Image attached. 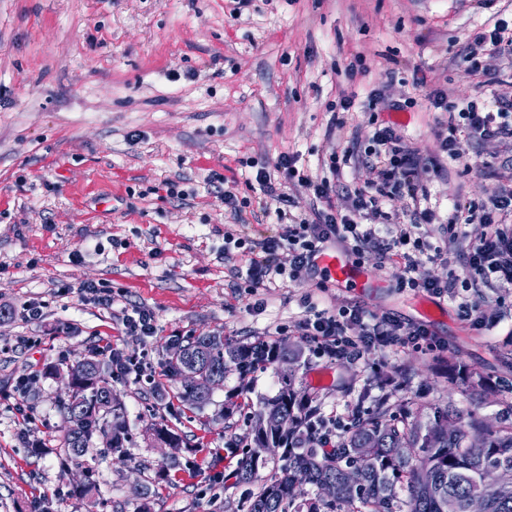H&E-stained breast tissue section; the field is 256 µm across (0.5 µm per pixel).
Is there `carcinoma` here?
<instances>
[{
    "instance_id": "obj_1",
    "label": "carcinoma",
    "mask_w": 512,
    "mask_h": 512,
    "mask_svg": "<svg viewBox=\"0 0 512 512\" xmlns=\"http://www.w3.org/2000/svg\"><path fill=\"white\" fill-rule=\"evenodd\" d=\"M288 356L299 358L283 344L229 342L222 333L209 332L172 340L165 367L168 376L180 380L183 400L202 409L213 389L224 385L229 368L246 374ZM190 366L199 374L196 385L183 377ZM68 371L72 392L62 402L68 429L60 460L84 465L99 440L104 443L100 453L125 458L129 426L120 402H112V360L90 351ZM305 399L310 395L296 386L295 375L284 376L277 394L253 413L236 483L256 481L269 453L284 464L279 476L248 498L247 512H467L472 499L483 500L486 512H512V405L503 425L490 433L484 418L472 412L461 417L437 411L425 426L383 409L359 413L336 447L327 449L318 447V437L301 420ZM488 468L503 474L507 490L483 483L482 472ZM351 470L360 473L356 485L348 480ZM298 471L317 488L333 485V497L297 494ZM399 485L407 489L404 499L398 497ZM74 492L83 498L99 494L92 468Z\"/></svg>"
}]
</instances>
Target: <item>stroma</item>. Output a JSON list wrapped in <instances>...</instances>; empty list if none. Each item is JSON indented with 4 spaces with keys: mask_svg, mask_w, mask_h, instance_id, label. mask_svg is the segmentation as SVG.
I'll return each instance as SVG.
<instances>
[{
    "mask_svg": "<svg viewBox=\"0 0 512 512\" xmlns=\"http://www.w3.org/2000/svg\"><path fill=\"white\" fill-rule=\"evenodd\" d=\"M496 12L512 17V0H0V306L10 310L0 319V512H139L149 481L150 512H246L250 488L231 476L235 446L260 399L277 393L279 368L228 369L193 413L164 372L174 336L220 330L250 343L282 325L283 341L302 351L296 383L323 414L347 418L385 402L423 423L445 408L498 424L512 401V286L484 289L479 322L462 312L463 289L429 298L399 287L398 268L374 253L361 261L369 288H319L310 267L287 286L254 290L239 276L244 256L224 252L225 232L239 224L257 242L283 228L246 184L258 168L290 151L298 169L319 175L331 152L391 120L373 90L406 102V136L422 158L436 155L451 129L427 94L442 89L455 103L473 94L461 53ZM349 96L344 124H332L328 104ZM467 150L468 163L444 160L427 184L437 220L418 234L431 245L454 202L481 201L497 185L488 173L501 168L500 146ZM223 188L247 199L241 219L219 198ZM89 284L111 288V306L87 299ZM308 298L330 313L357 305L426 323L448 350L328 362L291 329ZM28 301L41 303V319L21 317ZM135 307L152 314L157 334L145 381H112L130 426L128 460H92L102 499L92 506L72 492L82 469L56 454L65 383L32 371L66 367L107 342L140 350L141 336L124 325ZM455 361L493 392L449 383ZM399 375L404 390L389 394ZM159 421L180 448L150 443ZM173 453L179 467L158 479Z\"/></svg>",
    "mask_w": 512,
    "mask_h": 512,
    "instance_id": "35a3bbf8",
    "label": "stroma"
}]
</instances>
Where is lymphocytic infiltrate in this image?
<instances>
[{"label": "lymphocytic infiltrate", "mask_w": 512, "mask_h": 512, "mask_svg": "<svg viewBox=\"0 0 512 512\" xmlns=\"http://www.w3.org/2000/svg\"><path fill=\"white\" fill-rule=\"evenodd\" d=\"M512 57V21L492 15L474 34L463 61L478 81L474 95L459 111H449L448 124L453 136L440 138L438 154L422 160L401 127L387 124L376 127L365 147L345 148L342 154H330L328 173L312 178L299 172L296 153H281L272 168H261L255 181L264 198L284 204L290 196L276 179L283 172L295 179L300 188L311 192L320 206L311 217H297L284 225L280 235L259 243L258 253L247 259L244 282L251 288H274L295 281L301 271L313 263L325 243L339 241L350 245L355 256L374 252L398 266L401 287L422 290L441 297L457 284L512 285V189L500 187L481 203H455L454 214L446 224V247L430 248L422 238L412 237L413 228L433 223L436 213L426 207V183L443 171V158L459 160L466 146L475 141L494 140L506 155L505 169L512 171V97L497 95L496 82L483 57ZM367 165L374 179L355 184L343 181L344 168ZM408 197L412 205L404 214L386 211L393 196ZM409 229H401V221ZM486 225L487 231L470 244L464 255L466 276L457 279H433L419 272V255L428 262H447L448 244L466 238L470 224ZM294 328L309 337L318 357L333 361L359 358L376 348H413L431 352L445 351L426 325H406L389 316L368 315L357 306L330 314L314 311L295 323Z\"/></svg>", "instance_id": "1"}]
</instances>
